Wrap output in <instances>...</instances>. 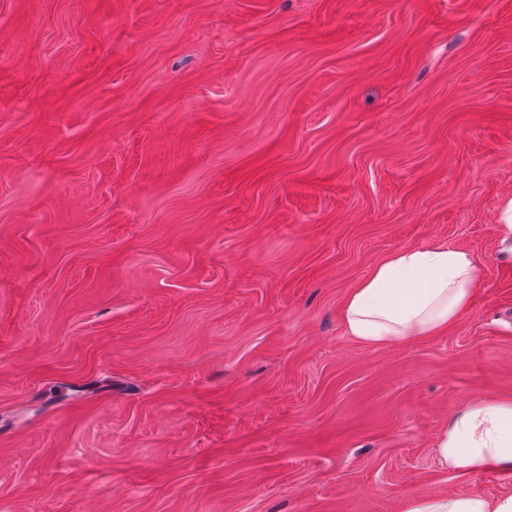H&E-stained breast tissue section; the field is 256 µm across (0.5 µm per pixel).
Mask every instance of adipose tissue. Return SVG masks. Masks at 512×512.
<instances>
[{
    "label": "adipose tissue",
    "mask_w": 512,
    "mask_h": 512,
    "mask_svg": "<svg viewBox=\"0 0 512 512\" xmlns=\"http://www.w3.org/2000/svg\"><path fill=\"white\" fill-rule=\"evenodd\" d=\"M475 273L470 252L443 242L393 252L346 294L344 331L370 347L441 334L469 303ZM434 451L442 465L461 474L512 473V400L469 404L441 431ZM404 512H512V493L416 495Z\"/></svg>",
    "instance_id": "ef3b65f1"
}]
</instances>
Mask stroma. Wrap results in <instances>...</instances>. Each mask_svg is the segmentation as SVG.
<instances>
[{"label":"stroma","instance_id":"stroma-1","mask_svg":"<svg viewBox=\"0 0 512 512\" xmlns=\"http://www.w3.org/2000/svg\"><path fill=\"white\" fill-rule=\"evenodd\" d=\"M512 0H0V512H402L512 400ZM472 253L442 334L350 288ZM475 273L474 256L447 243L393 252L346 294L344 331L370 347L441 334L469 303Z\"/></svg>","mask_w":512,"mask_h":512}]
</instances>
